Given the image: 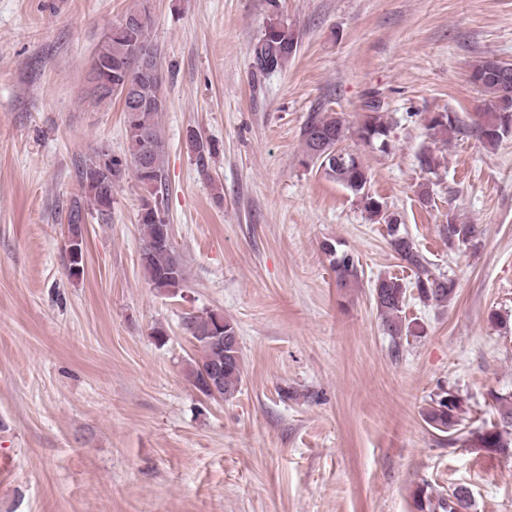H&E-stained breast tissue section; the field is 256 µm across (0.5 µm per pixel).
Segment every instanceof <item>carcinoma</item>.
<instances>
[{
	"label": "carcinoma",
	"instance_id": "1",
	"mask_svg": "<svg viewBox=\"0 0 512 512\" xmlns=\"http://www.w3.org/2000/svg\"><path fill=\"white\" fill-rule=\"evenodd\" d=\"M269 11L264 34L252 49L254 71L269 74L288 66L294 57L292 48L298 45V35L280 19L278 0H266ZM154 25L153 16L146 0H136L123 19L105 34L94 55L92 66L98 69L99 78L114 88L127 90L137 96L142 105L135 116L124 119L126 151L117 156L97 150L82 159L76 167L79 191L71 197L66 220L69 224L86 223L87 215L96 212L99 219L111 218L112 187L119 184L127 173L134 174L146 192V198L161 210L159 193L163 188L164 157L166 144L160 119L165 109L161 87L147 81L138 61L153 52L148 38ZM471 76L483 95L481 111L476 114L473 132L485 147L494 149L504 140L512 138V69L508 76L495 73V58L484 57L471 68ZM368 113L358 126L355 135L365 145L382 153L387 152L390 141V124L375 97L366 102ZM428 138L434 145L447 146L461 132V119L455 112H435L426 120ZM349 126L342 113L333 109L311 115L301 129L304 154L318 152L316 164L330 179L342 185L360 199L364 210L373 218L386 224L389 244L397 258L416 276L415 288L418 298L446 306L455 296V282L446 277L433 275L428 261L414 242L402 231L398 219L387 213L383 205L366 191L371 176L357 154L343 147ZM189 146L195 154L197 167L208 172L207 161L214 151L211 143L195 133L188 136ZM163 220L145 214L139 219L143 226L141 266L150 284L170 295L178 294L185 283V269L180 255L173 246L157 243L158 225ZM440 235L448 247L472 246L477 238V226L459 224L454 218L440 225ZM322 250L336 276V283L347 288L359 279V261L342 243L325 240ZM407 287L402 279L393 276L378 278L371 289L382 325L394 339L416 335L420 329L404 323L401 313L406 301ZM219 315L215 312L189 313L184 318L185 326L199 349L200 361L189 365L187 378L194 387L209 369L224 367V377L218 394L221 398L238 391L242 376L241 348L237 342L235 325L224 321V339L215 340ZM497 407L499 420L481 430L469 432V445L489 452L503 451L508 447L506 438L512 436V393L491 394ZM462 401L450 389L441 390L431 398L422 410L426 425L438 433L451 436L460 425ZM416 512H468L472 506V492L465 485H457L447 493L438 492L429 486L416 488L413 493Z\"/></svg>",
	"mask_w": 512,
	"mask_h": 512
}]
</instances>
